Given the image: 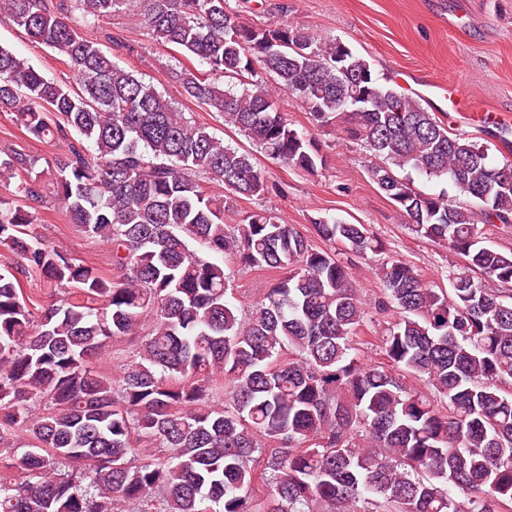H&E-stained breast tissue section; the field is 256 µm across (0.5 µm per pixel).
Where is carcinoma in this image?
Instances as JSON below:
<instances>
[{
  "mask_svg": "<svg viewBox=\"0 0 512 512\" xmlns=\"http://www.w3.org/2000/svg\"><path fill=\"white\" fill-rule=\"evenodd\" d=\"M121 7L199 60L173 80L271 159L320 161L282 93L363 145L407 223L462 258L448 287L391 260L369 306L352 261L271 210L224 223L239 199L265 196L266 175L114 62L135 51L122 31L85 33ZM0 19L76 80L0 45V112L64 147L42 170L0 150L13 186L0 195V512H512V252L478 240L480 224L512 232L511 161L492 163L341 41L248 25L227 0H0ZM408 170L449 179L454 196L416 191ZM48 197L108 246L110 273L47 243ZM312 228L363 260L382 249L364 224L325 215ZM228 263L284 276L244 317ZM33 273L41 302L23 288ZM371 309L392 321L367 364L356 339ZM128 339L136 354L103 371Z\"/></svg>",
  "mask_w": 512,
  "mask_h": 512,
  "instance_id": "carcinoma-1",
  "label": "carcinoma"
}]
</instances>
